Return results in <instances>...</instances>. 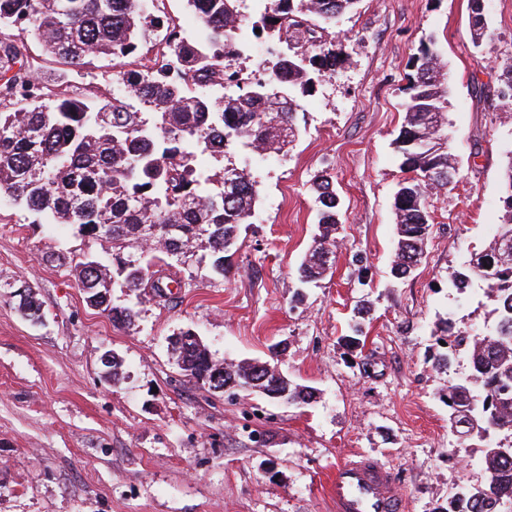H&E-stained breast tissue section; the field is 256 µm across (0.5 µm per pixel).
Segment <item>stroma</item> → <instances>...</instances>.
Segmentation results:
<instances>
[{
  "instance_id": "obj_1",
  "label": "stroma",
  "mask_w": 512,
  "mask_h": 512,
  "mask_svg": "<svg viewBox=\"0 0 512 512\" xmlns=\"http://www.w3.org/2000/svg\"><path fill=\"white\" fill-rule=\"evenodd\" d=\"M484 4L477 42L470 0H360L327 27L343 63L303 98L288 151L257 164L228 149L260 197L223 275L207 258L177 265L181 289L167 301L146 291L131 325L88 306L74 270L110 258L111 240L0 201V512H330L327 482L354 453L393 472L406 512H442L484 481L482 441L460 442L440 399L468 362L433 367L442 322L486 329L482 287L451 276L497 231L512 153V104L497 95L512 74V0ZM426 45L447 72L456 175L430 191L426 254L399 280L395 139ZM322 177L341 200L338 246L331 274L304 285L296 268L317 232ZM24 285L40 319L19 307ZM359 306L366 339L343 345ZM186 329L216 362L274 360L314 399L195 383L172 351ZM108 350L120 380L101 363Z\"/></svg>"
}]
</instances>
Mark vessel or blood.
Instances as JSON below:
<instances>
[{"mask_svg":"<svg viewBox=\"0 0 512 512\" xmlns=\"http://www.w3.org/2000/svg\"><path fill=\"white\" fill-rule=\"evenodd\" d=\"M327 493L334 512H405V500L392 472L359 453L337 467Z\"/></svg>","mask_w":512,"mask_h":512,"instance_id":"b4317fda","label":"vessel or blood"}]
</instances>
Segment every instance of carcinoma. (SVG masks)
Listing matches in <instances>:
<instances>
[{"mask_svg":"<svg viewBox=\"0 0 512 512\" xmlns=\"http://www.w3.org/2000/svg\"><path fill=\"white\" fill-rule=\"evenodd\" d=\"M200 18L189 38L176 21L143 14V0H0V196L34 216L35 224H72L83 234L112 239L113 270L96 258L76 264L85 301L109 312L112 322H132L133 308L115 305L109 285L139 297L151 288L166 299L170 285L154 277L136 255L158 250L177 263L210 251L211 272L224 275V253L238 242L259 200L257 181L224 162L199 167L195 157L214 141H231L254 155L283 152L295 137V114L319 79L332 75L342 60L332 49L306 56L313 27L333 25L360 0H262L246 17L248 0H186ZM166 24L163 42L147 46V25ZM301 52L278 54L271 79L241 86L237 72L224 69L240 55V27ZM26 33L61 65L58 78H43L39 61L20 38ZM112 58V82L123 94L93 101L83 91L63 95L59 80L92 57ZM409 79L404 122L395 140L402 167L412 176L395 193L397 250L392 273L406 278L423 257L430 233L427 193L445 188L456 172L450 146L432 124V114L447 116L448 89L439 80L437 56L421 49ZM224 81L238 91L222 98L200 92ZM503 223L493 241L470 254L453 285H483L496 316L494 331L471 336L448 321V351L438 365L480 348L468 374L442 395L448 422L463 439L490 441L481 457L485 483L464 486L445 512H512V160L503 177ZM319 234L302 259L304 283L318 282L332 268L340 200L327 180L314 185ZM184 375L216 391L241 388L266 393L278 383L282 401L305 404L312 390L275 376L270 364L218 365L205 346L175 343ZM221 370L220 379L202 372Z\"/></svg>","mask_w":512,"mask_h":512,"instance_id":"carcinoma-1","label":"carcinoma"}]
</instances>
